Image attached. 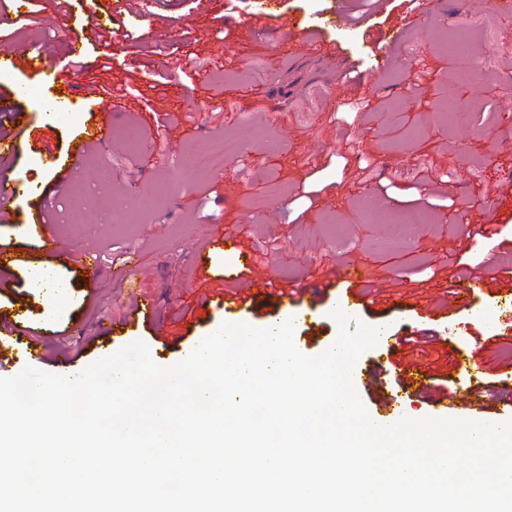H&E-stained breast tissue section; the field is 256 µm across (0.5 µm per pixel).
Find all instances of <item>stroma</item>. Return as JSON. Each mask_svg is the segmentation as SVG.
Returning <instances> with one entry per match:
<instances>
[{
	"mask_svg": "<svg viewBox=\"0 0 512 512\" xmlns=\"http://www.w3.org/2000/svg\"><path fill=\"white\" fill-rule=\"evenodd\" d=\"M369 27L342 30L336 0H282L269 17L267 0H137L112 26V35L88 47L91 60L79 75L95 92L73 106L74 118L47 126L38 107H28L25 128L0 124L13 137L14 159L0 170L14 183L41 185L53 172L40 141L65 153L70 139L113 103L112 141L91 149L70 173L72 188L92 187L83 203L68 193L47 192L56 220L51 229L72 256L59 274L68 286L63 307L26 286L40 256L27 213L12 211L0 223V250L13 253L0 267V311H19L23 326L43 340V371L60 352L74 353L72 372L143 341L152 359L171 366L222 323L261 328L278 322L282 310L256 303L225 309L224 301L246 283L274 279L276 286L323 283L337 265L366 277L375 306L352 309L357 320L378 328L381 338L357 361L352 380L371 419L441 417L436 395L460 385L449 353H475L490 376L512 373V338H492L480 314L512 311V287L492 281L483 297L460 305L444 285L476 266L497 240L512 241V213L492 231L477 235L499 189L512 183V105L503 80L512 77V8L501 0H452L432 6L417 23L402 28L404 8L378 11L372 0H352ZM55 0H28L21 11L0 8V45L34 46V34L52 51L54 65L68 60L67 43L43 22ZM301 19L323 29L318 48L288 40ZM249 21L253 37L241 34ZM482 38L479 52L449 56L438 25ZM390 67L377 88L361 83L382 55ZM494 72L498 81L459 82L461 69ZM465 101L466 120L444 123L438 102ZM146 205L129 224H109L107 211ZM380 199L413 228L410 246L381 245L387 229L363 219ZM238 241L234 252L216 254L208 270L194 253L213 235ZM252 258L245 279L233 276L239 254ZM127 265L130 277L113 279ZM96 281L87 284L85 272ZM152 297L155 322L135 321V298ZM324 298L306 319L295 321L294 342L315 356L330 348L339 328ZM194 308L196 321L180 312ZM122 331L107 333L112 323ZM403 357L423 356L434 383L416 397L393 375L381 386L363 382L388 360V336H419Z\"/></svg>",
	"mask_w": 512,
	"mask_h": 512,
	"instance_id": "stroma-1",
	"label": "stroma"
}]
</instances>
